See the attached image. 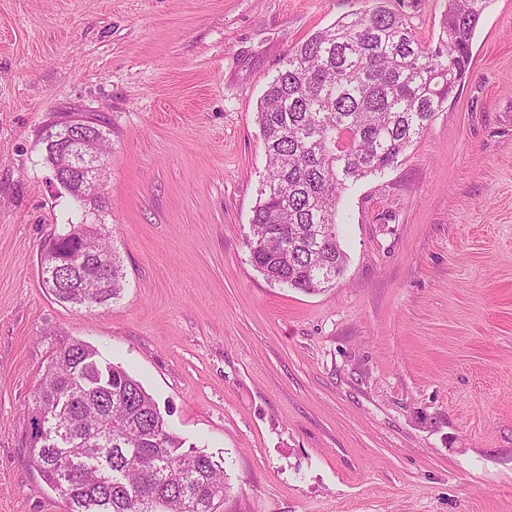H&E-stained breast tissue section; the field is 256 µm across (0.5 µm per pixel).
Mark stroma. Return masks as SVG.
Wrapping results in <instances>:
<instances>
[{
	"instance_id": "stroma-1",
	"label": "stroma",
	"mask_w": 512,
	"mask_h": 512,
	"mask_svg": "<svg viewBox=\"0 0 512 512\" xmlns=\"http://www.w3.org/2000/svg\"><path fill=\"white\" fill-rule=\"evenodd\" d=\"M370 4L0 0V512H64L27 462V406L68 339L222 459L214 512H512V0H490L424 136L343 192L334 285L250 262L257 104L289 51ZM389 6L437 40L446 0ZM78 113L109 139L87 216L43 150ZM70 221L99 224L126 274L91 312L41 284Z\"/></svg>"
}]
</instances>
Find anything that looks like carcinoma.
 <instances>
[{
	"instance_id": "1",
	"label": "carcinoma",
	"mask_w": 512,
	"mask_h": 512,
	"mask_svg": "<svg viewBox=\"0 0 512 512\" xmlns=\"http://www.w3.org/2000/svg\"><path fill=\"white\" fill-rule=\"evenodd\" d=\"M312 35L285 58L257 107L268 174L246 239L271 284L313 294L343 272L336 233L341 192L385 171L429 129L471 65L476 26L490 0H447L441 34L426 45L376 0ZM53 238L72 263L41 265L43 287L87 310L121 296L123 265L97 225ZM87 255H107L85 281ZM27 411L28 460L66 512H213L230 486L224 466L186 445L141 381L80 340L50 355Z\"/></svg>"
}]
</instances>
